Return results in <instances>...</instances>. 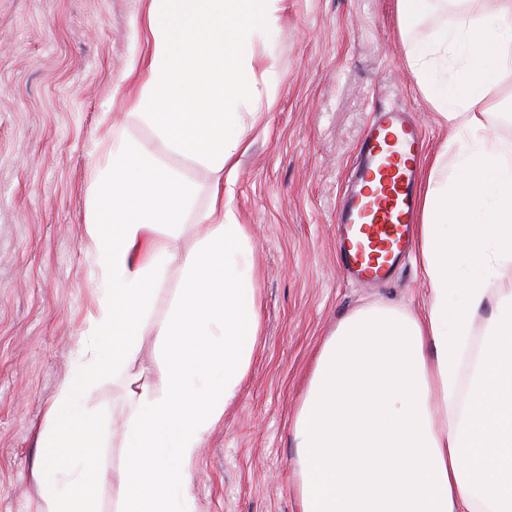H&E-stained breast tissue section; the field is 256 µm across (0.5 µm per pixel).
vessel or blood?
<instances>
[{
	"label": "vessel or blood",
	"instance_id": "obj_1",
	"mask_svg": "<svg viewBox=\"0 0 512 512\" xmlns=\"http://www.w3.org/2000/svg\"><path fill=\"white\" fill-rule=\"evenodd\" d=\"M425 138L423 128L397 110L375 112L366 126L360 162L336 220L344 265L360 281L389 280L409 249Z\"/></svg>",
	"mask_w": 512,
	"mask_h": 512
}]
</instances>
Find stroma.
<instances>
[{
  "instance_id": "1",
  "label": "stroma",
  "mask_w": 512,
  "mask_h": 512,
  "mask_svg": "<svg viewBox=\"0 0 512 512\" xmlns=\"http://www.w3.org/2000/svg\"><path fill=\"white\" fill-rule=\"evenodd\" d=\"M144 2L0 0V512H42L38 436L92 334L102 246L87 189L113 134L195 181V211L208 203L210 169L171 152L117 89ZM255 53L266 92L244 117L249 148L229 187L260 274L262 336L193 466L195 512H300L292 422L321 342L361 307L417 314L429 293L416 258L367 288L336 252L342 189L374 109L412 112L427 156L446 136L407 63L394 0H284ZM78 406L101 426L84 451L108 473L93 490L98 512H116L128 393L101 377Z\"/></svg>"
}]
</instances>
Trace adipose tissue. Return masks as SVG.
Listing matches in <instances>:
<instances>
[{
	"instance_id": "obj_1",
	"label": "adipose tissue",
	"mask_w": 512,
	"mask_h": 512,
	"mask_svg": "<svg viewBox=\"0 0 512 512\" xmlns=\"http://www.w3.org/2000/svg\"><path fill=\"white\" fill-rule=\"evenodd\" d=\"M497 2L491 16L479 0H448L452 23L415 42L428 0H395L409 65L448 130L415 226L429 297L418 315L391 304L360 309L322 341L293 423L300 512H512V296L494 299L491 288L512 266V139L486 122L490 97L512 76V0ZM281 3L147 0L132 21L146 37L126 73L138 88L133 110L172 151L212 171L198 215L207 234L196 251H175L197 185L148 147L113 138L88 186L106 278L91 354L75 362L40 434L42 512H97L88 487L105 472L79 454L93 447L97 425L65 420L61 410L109 372L125 376L132 399L118 512H192V466L260 336L257 275L245 227L224 199V173L248 148L242 111L262 99L255 46L268 41ZM463 256L471 272L460 280ZM176 260L180 292L152 322L157 286ZM487 304L462 395L473 318ZM149 325L159 339L156 369L130 373ZM63 440L73 454L59 452Z\"/></svg>"
}]
</instances>
